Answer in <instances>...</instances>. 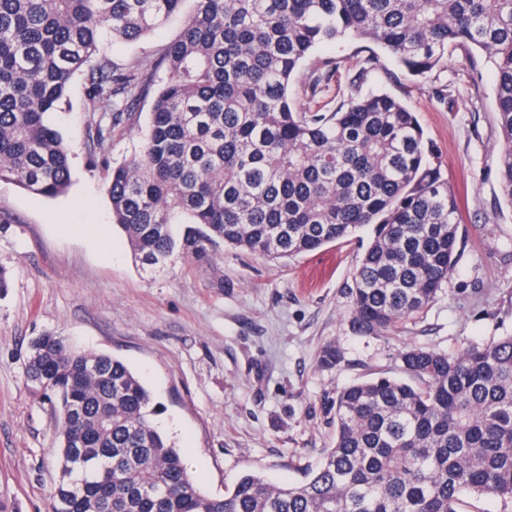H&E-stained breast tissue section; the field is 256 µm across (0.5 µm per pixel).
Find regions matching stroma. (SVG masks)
<instances>
[{
	"instance_id": "stroma-1",
	"label": "stroma",
	"mask_w": 512,
	"mask_h": 512,
	"mask_svg": "<svg viewBox=\"0 0 512 512\" xmlns=\"http://www.w3.org/2000/svg\"><path fill=\"white\" fill-rule=\"evenodd\" d=\"M182 17L136 42L104 39L118 64L152 66ZM344 61L323 99L386 93L416 112L450 186L460 193L461 255L423 314L390 336H361L352 322L356 269L373 233L271 260L220 245L196 260L173 255L150 272L113 224L109 167L138 156L151 109L134 102L103 149L89 134L95 115L75 74L53 119L71 148L72 182L56 198L0 182V512H48L61 479L58 419L27 385L29 344L53 331L76 347L124 361L150 390L153 424L179 449L203 492L224 496L242 474L300 484L332 446L330 403L344 387L396 375L398 353L419 346L448 354L512 335V210L501 198L503 142L494 119L495 75L456 51L416 79L373 42L346 36L303 62L292 100L321 60ZM377 66L358 76L359 60ZM335 344L339 367L318 363Z\"/></svg>"
}]
</instances>
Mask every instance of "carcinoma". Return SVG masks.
<instances>
[{
    "instance_id": "1",
    "label": "carcinoma",
    "mask_w": 512,
    "mask_h": 512,
    "mask_svg": "<svg viewBox=\"0 0 512 512\" xmlns=\"http://www.w3.org/2000/svg\"><path fill=\"white\" fill-rule=\"evenodd\" d=\"M152 73L98 55L134 42L186 0H0V181L53 198L71 183L53 123L85 76L98 148L152 95L140 155L111 170L116 224L150 268L227 246L270 259L348 241L373 226L355 274L352 329L382 336L429 306L459 260V202L415 112L388 94L317 99L327 58L297 109L291 86L321 43L350 34L425 77L457 50L496 72L500 194L512 208V0H193ZM26 381L59 412L64 479L49 512H458L466 492L512 504V335L454 355L407 347L400 376L336 395V437L301 485L241 475L205 494L153 425L150 391L120 359L44 332ZM343 355L325 346L320 362Z\"/></svg>"
}]
</instances>
